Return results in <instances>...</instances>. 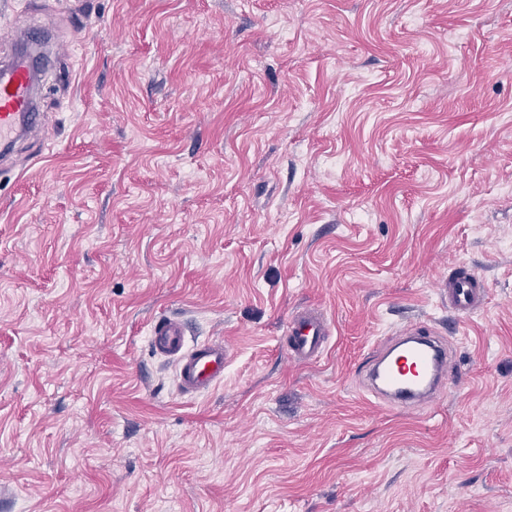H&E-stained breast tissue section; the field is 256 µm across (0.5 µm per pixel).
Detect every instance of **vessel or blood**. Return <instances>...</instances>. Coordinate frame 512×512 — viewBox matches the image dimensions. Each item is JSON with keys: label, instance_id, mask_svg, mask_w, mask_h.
Here are the masks:
<instances>
[{"label": "vessel or blood", "instance_id": "1", "mask_svg": "<svg viewBox=\"0 0 512 512\" xmlns=\"http://www.w3.org/2000/svg\"><path fill=\"white\" fill-rule=\"evenodd\" d=\"M33 57L25 53L0 66V149L9 150L20 137L39 138L41 122L33 103ZM485 282L468 266L448 277V303L460 314H472L485 298ZM187 328L177 317L153 321L150 342L155 354L171 359L180 394L211 391L224 380L229 351L220 340L188 344ZM331 327L320 312L302 310L288 319L284 348L291 361L311 364L323 355ZM448 347L434 330L411 325L387 341L368 370L369 392L379 403L413 412L432 403L450 382Z\"/></svg>", "mask_w": 512, "mask_h": 512}]
</instances>
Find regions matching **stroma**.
Wrapping results in <instances>:
<instances>
[{
  "mask_svg": "<svg viewBox=\"0 0 512 512\" xmlns=\"http://www.w3.org/2000/svg\"><path fill=\"white\" fill-rule=\"evenodd\" d=\"M44 137L0 162V512H512V0H0ZM483 308L448 309L459 265ZM323 308L291 363L290 315ZM231 351L178 393L149 326ZM426 323L429 409L362 388ZM329 336L331 327L322 313L297 311L288 319L284 348L291 361L311 364L324 354Z\"/></svg>",
  "mask_w": 512,
  "mask_h": 512,
  "instance_id": "obj_1",
  "label": "stroma"
}]
</instances>
